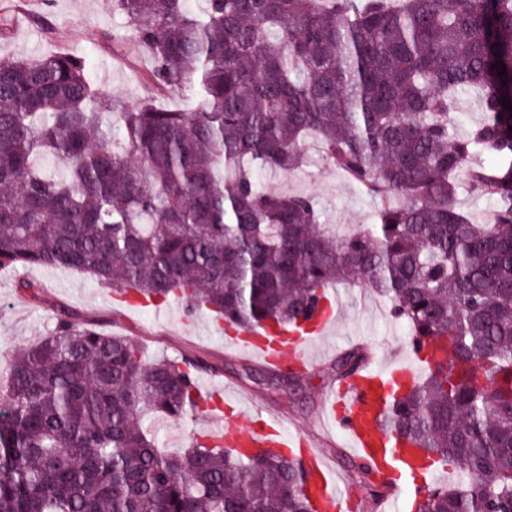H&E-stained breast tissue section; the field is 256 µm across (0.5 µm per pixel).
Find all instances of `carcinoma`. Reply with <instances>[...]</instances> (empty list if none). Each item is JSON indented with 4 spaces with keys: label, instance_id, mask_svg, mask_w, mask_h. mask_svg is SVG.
I'll return each mask as SVG.
<instances>
[{
    "label": "carcinoma",
    "instance_id": "carcinoma-1",
    "mask_svg": "<svg viewBox=\"0 0 512 512\" xmlns=\"http://www.w3.org/2000/svg\"><path fill=\"white\" fill-rule=\"evenodd\" d=\"M157 95L101 92L86 56L0 58V268L79 271L223 324L296 328L365 283L432 350L384 428L460 475L411 512H512V0H112ZM506 70L499 76L498 71ZM484 118L455 130L456 95ZM380 203L348 235L262 189L309 141ZM50 156L61 172L47 173ZM494 201L479 224L457 187ZM363 355L336 358L339 380ZM204 358L148 359L62 311L0 363V512H310L286 454L185 452L143 427L199 413ZM382 480L369 458L353 463Z\"/></svg>",
    "mask_w": 512,
    "mask_h": 512
}]
</instances>
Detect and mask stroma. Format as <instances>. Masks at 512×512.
<instances>
[{
  "label": "stroma",
  "instance_id": "obj_1",
  "mask_svg": "<svg viewBox=\"0 0 512 512\" xmlns=\"http://www.w3.org/2000/svg\"><path fill=\"white\" fill-rule=\"evenodd\" d=\"M3 9L13 13L14 23L9 33L0 36L1 57L34 59L63 48L89 57L96 84L105 93L129 103L145 95L139 58L124 40L125 20L113 11L112 0H0ZM306 154L301 169L288 176H263L261 185L286 195L319 199L323 223L335 225L340 232L371 223L374 202L326 166L316 144H308ZM23 281L33 283V290L20 292L18 285ZM336 290L342 296L343 311L320 341L307 346L317 363L294 387L263 382L266 364L226 344L208 312L188 316L176 303L163 315L151 307L128 308L113 299L111 288L64 269H0V346L13 347L46 335L55 326L57 309L64 308L78 321L127 337L150 356L206 354L220 370L200 376V384L222 391L241 406L230 413L228 425L254 429L260 422H274L304 438L340 473L354 502L352 512H383V500L372 498L352 467L356 455L347 439L339 431L326 429L320 418L327 395L338 386L331 371L336 357L357 346L372 365L408 361L409 329L392 318L388 305L380 304L371 290L350 284L337 285ZM147 424L164 446L181 449L188 447L191 433L209 430L210 418L190 415L170 421L152 415Z\"/></svg>",
  "mask_w": 512,
  "mask_h": 512
}]
</instances>
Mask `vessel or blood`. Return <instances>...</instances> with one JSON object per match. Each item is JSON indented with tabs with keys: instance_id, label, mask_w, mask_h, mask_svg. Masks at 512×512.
<instances>
[{
	"instance_id": "obj_1",
	"label": "vessel or blood",
	"mask_w": 512,
	"mask_h": 512,
	"mask_svg": "<svg viewBox=\"0 0 512 512\" xmlns=\"http://www.w3.org/2000/svg\"><path fill=\"white\" fill-rule=\"evenodd\" d=\"M314 323L307 336L301 337L285 327L266 326L227 328L225 335L233 345L258 355L274 366L283 365L287 354H294L295 364L312 367L313 362L302 352L305 341L324 336L334 323L333 317L314 314ZM411 365L399 368L384 366L364 367L355 379L331 394L330 410L334 426L349 439L355 451L362 456L386 459L388 464L412 460L417 451L401 446L381 425L380 418L388 406V387L397 379L411 380L416 376L415 367L424 363L422 351L411 349ZM211 433L223 436L224 444L235 448H266L273 451L290 450L299 465L303 481L313 496L314 512H339L343 500L339 483L315 450L305 447L303 440L286 434L274 426L251 432L225 429L223 416H216Z\"/></svg>"
}]
</instances>
